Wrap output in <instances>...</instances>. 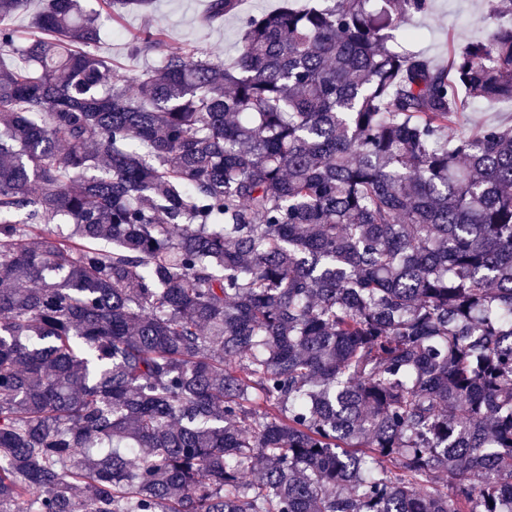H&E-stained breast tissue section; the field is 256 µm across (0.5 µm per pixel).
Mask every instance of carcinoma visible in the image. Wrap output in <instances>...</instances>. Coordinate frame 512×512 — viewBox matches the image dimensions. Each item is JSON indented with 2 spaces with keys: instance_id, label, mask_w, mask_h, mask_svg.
Wrapping results in <instances>:
<instances>
[{
  "instance_id": "cac0c4a2",
  "label": "carcinoma",
  "mask_w": 512,
  "mask_h": 512,
  "mask_svg": "<svg viewBox=\"0 0 512 512\" xmlns=\"http://www.w3.org/2000/svg\"><path fill=\"white\" fill-rule=\"evenodd\" d=\"M28 2L0 0V512H512V128H458L512 102V10L444 67L396 37L429 0H313L230 63L144 30L127 74L77 0L19 44ZM461 113V129L466 133H477L486 125L512 126V102H475Z\"/></svg>"
}]
</instances>
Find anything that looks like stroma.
<instances>
[{"label":"stroma","mask_w":512,"mask_h":512,"mask_svg":"<svg viewBox=\"0 0 512 512\" xmlns=\"http://www.w3.org/2000/svg\"><path fill=\"white\" fill-rule=\"evenodd\" d=\"M290 3L303 7L306 0H242L238 14L212 24H204L208 0H157L152 12L126 14L122 25H113L100 0H81L84 10L99 14L102 22L97 54L112 61L119 70L140 72L160 62L159 54L131 55V33L148 27L162 31L170 47L193 45L222 60L231 59L241 38L242 20L249 15L268 13ZM486 0H431L427 13L414 15L407 28L418 31L413 49L422 51L434 64H444L450 51L486 38L491 25L484 22ZM487 125L512 126V102H476L461 115L463 132L475 133Z\"/></svg>","instance_id":"1"}]
</instances>
